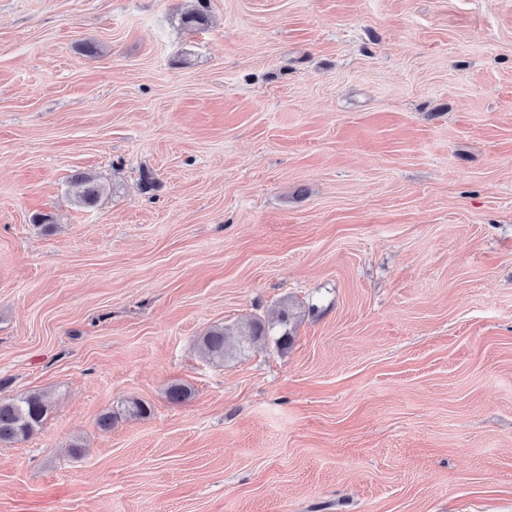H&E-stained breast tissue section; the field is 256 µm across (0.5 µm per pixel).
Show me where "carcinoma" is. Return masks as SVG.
<instances>
[{"instance_id": "1", "label": "carcinoma", "mask_w": 512, "mask_h": 512, "mask_svg": "<svg viewBox=\"0 0 512 512\" xmlns=\"http://www.w3.org/2000/svg\"><path fill=\"white\" fill-rule=\"evenodd\" d=\"M79 204L92 207L99 200L103 187L97 180L85 175ZM289 314L282 309L274 319L251 320L239 328L238 337H232L224 327L214 326L198 341L200 354L212 361L221 362L225 357L243 348L241 339H264L271 335L275 327L282 329L278 342L289 346L293 342V332L288 330ZM49 405L46 397L38 392H31L14 398L0 400V444H12L25 441L38 432L46 419Z\"/></svg>"}]
</instances>
